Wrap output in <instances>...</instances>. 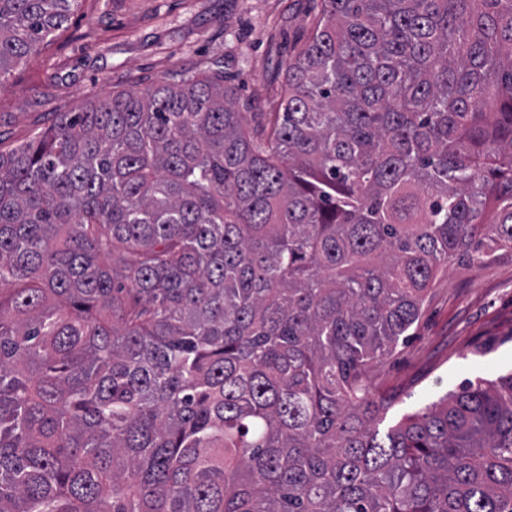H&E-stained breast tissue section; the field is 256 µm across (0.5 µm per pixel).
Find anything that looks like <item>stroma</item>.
<instances>
[{
	"instance_id": "35a3bbf8",
	"label": "stroma",
	"mask_w": 512,
	"mask_h": 512,
	"mask_svg": "<svg viewBox=\"0 0 512 512\" xmlns=\"http://www.w3.org/2000/svg\"><path fill=\"white\" fill-rule=\"evenodd\" d=\"M321 0H80L68 24L0 87V133L26 139L105 95L145 90L176 72L224 84L259 129L285 79L296 41ZM512 372V249L452 260L435 279L411 336L376 372L380 431L438 401L467 379Z\"/></svg>"
}]
</instances>
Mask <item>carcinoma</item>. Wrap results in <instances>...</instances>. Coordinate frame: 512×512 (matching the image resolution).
Wrapping results in <instances>:
<instances>
[{
	"instance_id": "cac0c4a2",
	"label": "carcinoma",
	"mask_w": 512,
	"mask_h": 512,
	"mask_svg": "<svg viewBox=\"0 0 512 512\" xmlns=\"http://www.w3.org/2000/svg\"><path fill=\"white\" fill-rule=\"evenodd\" d=\"M78 3L0 0V82ZM211 65L0 137V512H512V374L372 398L512 249V0H323L255 132Z\"/></svg>"
}]
</instances>
